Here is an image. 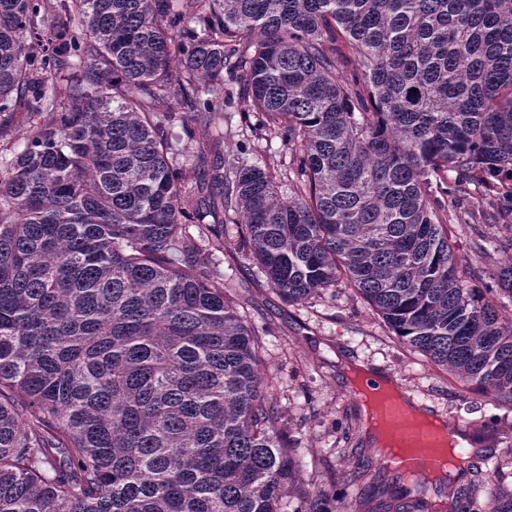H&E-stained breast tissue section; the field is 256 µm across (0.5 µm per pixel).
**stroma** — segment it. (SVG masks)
Wrapping results in <instances>:
<instances>
[{"instance_id":"1","label":"stroma","mask_w":512,"mask_h":512,"mask_svg":"<svg viewBox=\"0 0 512 512\" xmlns=\"http://www.w3.org/2000/svg\"><path fill=\"white\" fill-rule=\"evenodd\" d=\"M260 115L247 96L234 97L224 114L225 158H235L286 173L292 151L280 133L252 137ZM450 242L461 260L459 270L469 275L492 270L504 258L496 240L512 235L502 224H461L449 219ZM238 229L224 225V251L218 256L224 286L259 330L265 376L271 395L298 439L306 471H318L327 488L343 497L346 478L357 464L376 461V446L363 444L360 454L343 457L346 413L354 411L349 370L372 365L398 379L411 398L428 404L443 418L473 423L478 433L494 426L512 425V410L499 407L481 393L428 364L401 344L357 294L344 283L321 297L300 303L285 301L266 283L257 266L237 253Z\"/></svg>"}]
</instances>
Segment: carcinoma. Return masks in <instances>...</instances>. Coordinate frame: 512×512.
I'll use <instances>...</instances> for the list:
<instances>
[{
  "mask_svg": "<svg viewBox=\"0 0 512 512\" xmlns=\"http://www.w3.org/2000/svg\"><path fill=\"white\" fill-rule=\"evenodd\" d=\"M200 26L195 31L191 25ZM242 79L294 148L288 196L224 141ZM0 512H512V429L477 487L305 477L259 331L224 291V221L272 289L344 278L406 347L512 406L508 262L462 278L444 174L512 228V0H0ZM182 129L177 149L171 130ZM196 227L197 234L190 232ZM30 120L27 112H24L23 107L20 108L18 112H14L12 116H10L6 122V132L2 139L0 138V148L2 150V158L6 153L7 158L11 157L9 151L6 149H10L12 152L21 150L25 143V136L28 134L30 127Z\"/></svg>",
  "mask_w": 512,
  "mask_h": 512,
  "instance_id": "1",
  "label": "carcinoma"
}]
</instances>
